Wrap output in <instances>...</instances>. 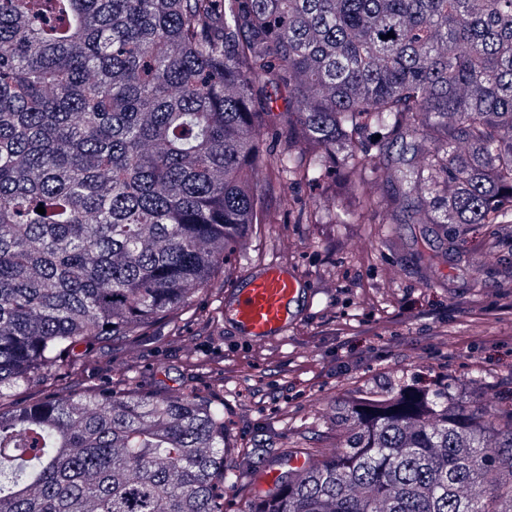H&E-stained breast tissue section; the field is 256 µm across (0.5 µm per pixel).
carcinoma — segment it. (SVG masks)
Returning a JSON list of instances; mask_svg holds the SVG:
<instances>
[{"label":"carcinoma","instance_id":"obj_1","mask_svg":"<svg viewBox=\"0 0 512 512\" xmlns=\"http://www.w3.org/2000/svg\"><path fill=\"white\" fill-rule=\"evenodd\" d=\"M334 173L338 224H512V0H0V512H224V401L84 373ZM331 424L249 512H512V400ZM341 179L339 176H336V184L335 180L332 177H326L322 179L319 183V185L315 187H305L303 186L298 191V197L302 200L303 203H307L312 198H319L323 195H330L335 194L336 192V206L341 204L342 202H345V195H344V188L341 184Z\"/></svg>","mask_w":512,"mask_h":512}]
</instances>
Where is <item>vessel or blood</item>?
I'll return each instance as SVG.
<instances>
[{
  "instance_id": "obj_1",
  "label": "vessel or blood",
  "mask_w": 512,
  "mask_h": 512,
  "mask_svg": "<svg viewBox=\"0 0 512 512\" xmlns=\"http://www.w3.org/2000/svg\"><path fill=\"white\" fill-rule=\"evenodd\" d=\"M302 291L299 277L278 263L265 265L237 289L227 313L251 343L287 339L293 325V307Z\"/></svg>"
}]
</instances>
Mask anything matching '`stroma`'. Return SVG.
<instances>
[{
  "label": "stroma",
  "instance_id": "35a3bbf8",
  "mask_svg": "<svg viewBox=\"0 0 512 512\" xmlns=\"http://www.w3.org/2000/svg\"><path fill=\"white\" fill-rule=\"evenodd\" d=\"M268 208L272 220L180 313V335L160 321L96 351L103 370L132 372L148 390L222 389L241 473L224 489V512L261 498L260 474L293 441L330 446L327 422L345 395L401 376L445 377L455 399L512 394V228L463 236L461 249L495 253L475 280L442 248L440 226L378 236L370 224L296 223L273 194ZM270 262L300 275L305 297L287 340L255 346L225 319L224 296Z\"/></svg>",
  "mask_w": 512,
  "mask_h": 512
}]
</instances>
